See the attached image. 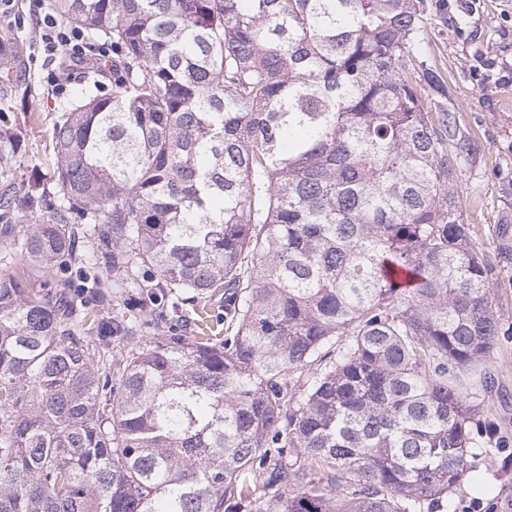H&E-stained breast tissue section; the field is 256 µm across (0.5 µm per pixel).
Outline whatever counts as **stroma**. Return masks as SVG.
<instances>
[{"instance_id":"1","label":"stroma","mask_w":512,"mask_h":512,"mask_svg":"<svg viewBox=\"0 0 512 512\" xmlns=\"http://www.w3.org/2000/svg\"><path fill=\"white\" fill-rule=\"evenodd\" d=\"M12 24L0 33L23 38L32 84V103L10 108L13 124L25 141L24 170L47 171L54 159L52 127L64 97L82 85L80 72L61 80L40 43L30 0H15ZM421 40L417 52L447 82L462 129L470 132L476 163L462 166L455 188L473 239L488 262L496 264L493 304L508 335L500 337L485 367L493 384L483 395V410L496 435L512 442V267L497 264L495 251L501 216L504 175L512 173V83L482 68L493 58L512 63V0H421ZM470 472L454 493L457 512L474 505L512 512V445L486 454L471 449Z\"/></svg>"}]
</instances>
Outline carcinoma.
I'll return each instance as SVG.
<instances>
[{
    "instance_id": "obj_1",
    "label": "carcinoma",
    "mask_w": 512,
    "mask_h": 512,
    "mask_svg": "<svg viewBox=\"0 0 512 512\" xmlns=\"http://www.w3.org/2000/svg\"><path fill=\"white\" fill-rule=\"evenodd\" d=\"M47 8L112 93L89 70L26 179L0 111V262L50 277L0 273V512H456L503 326L419 0ZM500 224L508 264V190Z\"/></svg>"
}]
</instances>
